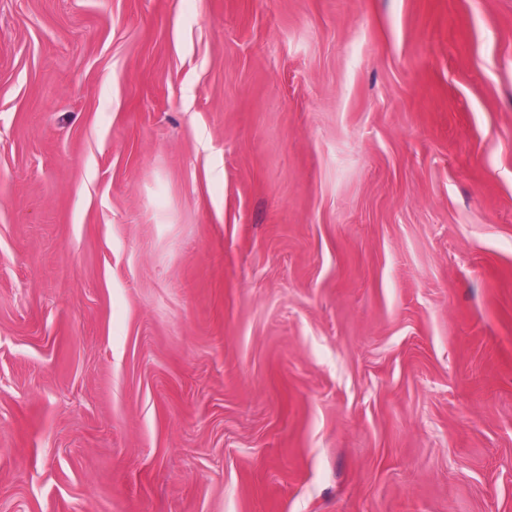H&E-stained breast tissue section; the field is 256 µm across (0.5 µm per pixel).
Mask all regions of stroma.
<instances>
[{
	"label": "stroma",
	"mask_w": 512,
	"mask_h": 512,
	"mask_svg": "<svg viewBox=\"0 0 512 512\" xmlns=\"http://www.w3.org/2000/svg\"><path fill=\"white\" fill-rule=\"evenodd\" d=\"M0 512H512V0H0Z\"/></svg>",
	"instance_id": "35a3bbf8"
}]
</instances>
